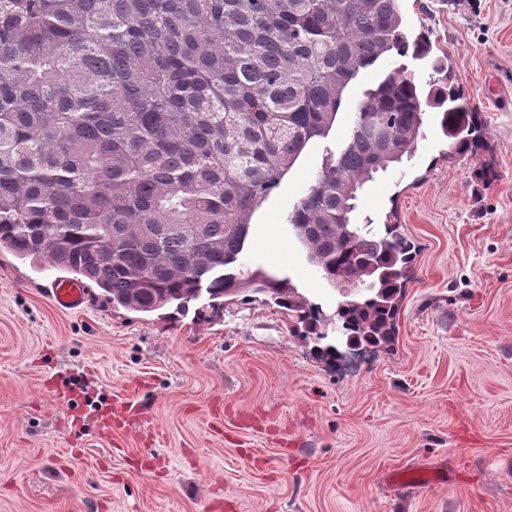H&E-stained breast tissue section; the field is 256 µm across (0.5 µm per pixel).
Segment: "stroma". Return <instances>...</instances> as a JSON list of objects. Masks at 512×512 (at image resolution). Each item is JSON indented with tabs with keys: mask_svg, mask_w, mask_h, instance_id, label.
Instances as JSON below:
<instances>
[{
	"mask_svg": "<svg viewBox=\"0 0 512 512\" xmlns=\"http://www.w3.org/2000/svg\"><path fill=\"white\" fill-rule=\"evenodd\" d=\"M408 26L448 55L484 127L450 153L428 110L411 159L360 193L418 252L394 344L332 368L264 295L165 318L56 309L60 269L0 251V512H512V0H403ZM360 71L329 135L255 212L241 256L290 277L333 315L343 297L288 215L356 105L395 69ZM133 394L140 416L101 418Z\"/></svg>",
	"mask_w": 512,
	"mask_h": 512,
	"instance_id": "obj_1",
	"label": "stroma"
}]
</instances>
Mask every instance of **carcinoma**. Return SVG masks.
I'll use <instances>...</instances> for the list:
<instances>
[{
  "label": "carcinoma",
  "mask_w": 512,
  "mask_h": 512,
  "mask_svg": "<svg viewBox=\"0 0 512 512\" xmlns=\"http://www.w3.org/2000/svg\"><path fill=\"white\" fill-rule=\"evenodd\" d=\"M429 50L401 0H0V249L114 307L184 314L251 292L320 336L290 279L240 262L252 217L360 71ZM454 80L424 90L398 69L367 90L288 215L322 278L354 286L336 330L371 349L394 343L416 246L354 223L359 192L414 156L429 108L451 152L480 147Z\"/></svg>",
  "instance_id": "cac0c4a2"
}]
</instances>
